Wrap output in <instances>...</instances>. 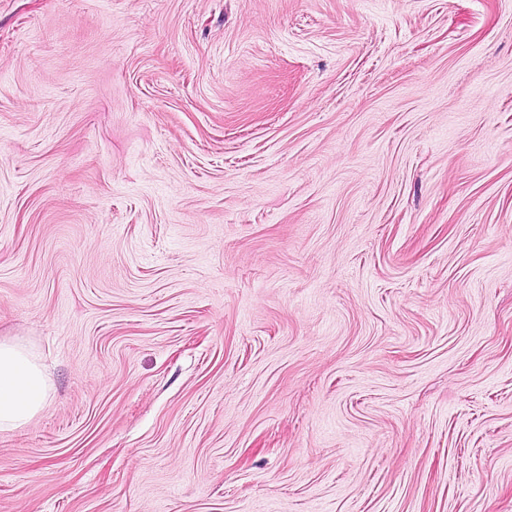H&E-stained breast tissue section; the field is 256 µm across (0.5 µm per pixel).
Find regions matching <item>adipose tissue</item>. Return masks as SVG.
<instances>
[{"label":"adipose tissue","mask_w":512,"mask_h":512,"mask_svg":"<svg viewBox=\"0 0 512 512\" xmlns=\"http://www.w3.org/2000/svg\"><path fill=\"white\" fill-rule=\"evenodd\" d=\"M45 372L23 344L0 342V431L19 428L46 405Z\"/></svg>","instance_id":"adipose-tissue-1"}]
</instances>
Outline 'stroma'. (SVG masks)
<instances>
[{"instance_id": "35a3bbf8", "label": "stroma", "mask_w": 512, "mask_h": 512, "mask_svg": "<svg viewBox=\"0 0 512 512\" xmlns=\"http://www.w3.org/2000/svg\"><path fill=\"white\" fill-rule=\"evenodd\" d=\"M0 512H512V0H0ZM45 372L23 344L0 342V431L19 428L46 405Z\"/></svg>"}]
</instances>
